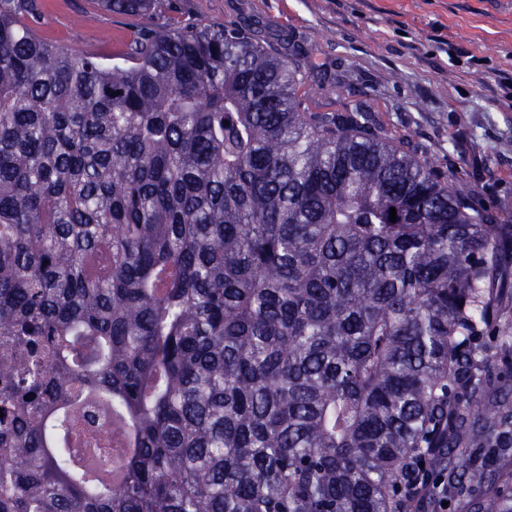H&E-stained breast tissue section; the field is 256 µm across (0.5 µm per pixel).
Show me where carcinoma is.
I'll use <instances>...</instances> for the list:
<instances>
[{
    "mask_svg": "<svg viewBox=\"0 0 512 512\" xmlns=\"http://www.w3.org/2000/svg\"><path fill=\"white\" fill-rule=\"evenodd\" d=\"M174 2L98 0L144 20L110 65L0 0V512H512V229Z\"/></svg>",
    "mask_w": 512,
    "mask_h": 512,
    "instance_id": "obj_1",
    "label": "carcinoma"
}]
</instances>
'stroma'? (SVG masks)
<instances>
[{"label":"stroma","instance_id":"stroma-1","mask_svg":"<svg viewBox=\"0 0 512 512\" xmlns=\"http://www.w3.org/2000/svg\"><path fill=\"white\" fill-rule=\"evenodd\" d=\"M43 39L111 58L128 19L97 0H43ZM207 21L243 18L267 42L299 44L338 79L317 106L360 93L466 178L471 197L512 224V0H184Z\"/></svg>","mask_w":512,"mask_h":512}]
</instances>
